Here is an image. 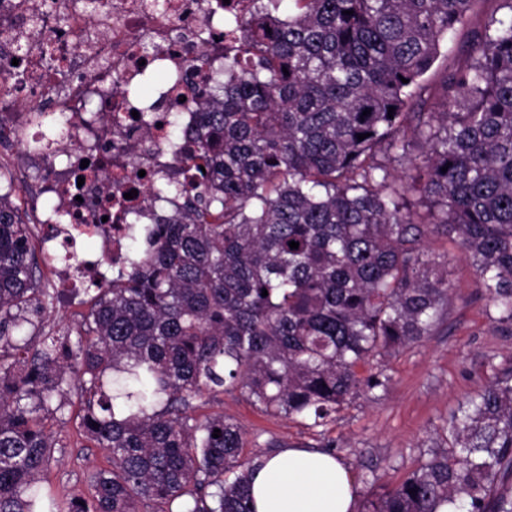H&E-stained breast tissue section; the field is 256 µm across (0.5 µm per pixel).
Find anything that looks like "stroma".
Wrapping results in <instances>:
<instances>
[{
	"instance_id": "obj_1",
	"label": "stroma",
	"mask_w": 512,
	"mask_h": 512,
	"mask_svg": "<svg viewBox=\"0 0 512 512\" xmlns=\"http://www.w3.org/2000/svg\"><path fill=\"white\" fill-rule=\"evenodd\" d=\"M425 245L447 259L448 302L429 336L384 358L385 386L343 405L335 421L318 428L268 415L237 393L198 400L197 414L233 418L251 455L334 443L335 454L354 471L362 500L416 470L467 399L512 370V328L498 323L468 255L450 235H429ZM48 427L58 446L47 485L63 505L87 495L88 475L106 466L107 454L84 437L75 413L49 420Z\"/></svg>"
}]
</instances>
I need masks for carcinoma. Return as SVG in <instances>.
Here are the masks:
<instances>
[{
    "instance_id": "carcinoma-1",
    "label": "carcinoma",
    "mask_w": 512,
    "mask_h": 512,
    "mask_svg": "<svg viewBox=\"0 0 512 512\" xmlns=\"http://www.w3.org/2000/svg\"><path fill=\"white\" fill-rule=\"evenodd\" d=\"M281 2L236 22L250 55L195 101L192 177L155 181L174 209L86 284L76 329L43 332L61 294L40 287L31 227L0 195V512H254L241 426L196 401L238 392L319 427L384 385L361 370L429 335L448 300L430 233L456 235L512 327V0L435 84L445 37L486 0ZM171 82L159 66L129 91L149 102ZM73 394L109 466L63 507L44 485L46 421ZM448 434L361 512H512V371Z\"/></svg>"
}]
</instances>
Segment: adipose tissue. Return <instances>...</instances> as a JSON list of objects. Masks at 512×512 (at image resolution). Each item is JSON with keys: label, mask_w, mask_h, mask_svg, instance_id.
<instances>
[{"label": "adipose tissue", "mask_w": 512, "mask_h": 512, "mask_svg": "<svg viewBox=\"0 0 512 512\" xmlns=\"http://www.w3.org/2000/svg\"><path fill=\"white\" fill-rule=\"evenodd\" d=\"M250 485L255 512H356L358 506L351 470L318 448L256 456Z\"/></svg>", "instance_id": "1"}]
</instances>
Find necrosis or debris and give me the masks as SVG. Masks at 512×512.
Masks as SVG:
<instances>
[{
	"mask_svg": "<svg viewBox=\"0 0 512 512\" xmlns=\"http://www.w3.org/2000/svg\"><path fill=\"white\" fill-rule=\"evenodd\" d=\"M251 9L252 0H0V168L15 192L32 176L38 195L52 200L31 222L52 226L63 242L96 237L103 256L125 253L134 224L153 223L162 211L146 201L144 175H187L180 156L188 141H168L165 124L195 118L188 96L204 92L210 70L193 59L241 54L229 22ZM159 64L190 74L191 83L161 89L147 125L134 118L141 105L125 90ZM51 116L63 119V134L46 152L23 151ZM111 197L126 205L116 230L99 221ZM46 268L70 297L101 275L93 259L75 266L51 257Z\"/></svg>",
	"mask_w": 512,
	"mask_h": 512,
	"instance_id": "necrosis-or-debris-1",
	"label": "necrosis or debris"
}]
</instances>
